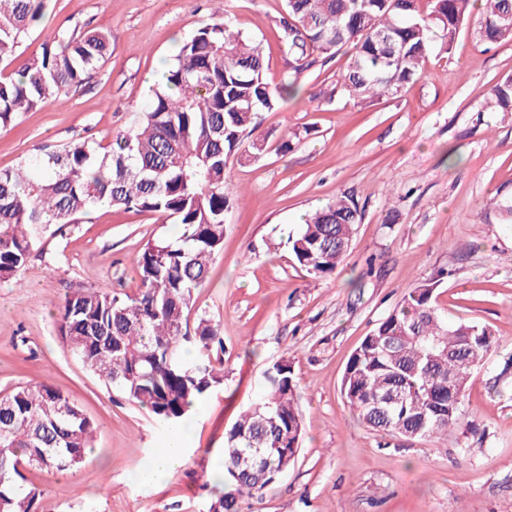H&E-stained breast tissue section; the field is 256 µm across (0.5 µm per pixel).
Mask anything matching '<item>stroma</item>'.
I'll use <instances>...</instances> for the list:
<instances>
[{"label":"stroma","instance_id":"obj_1","mask_svg":"<svg viewBox=\"0 0 512 512\" xmlns=\"http://www.w3.org/2000/svg\"><path fill=\"white\" fill-rule=\"evenodd\" d=\"M285 15V0H51L9 54L11 70L89 27L111 31L112 54L86 86L0 131V169L44 145L126 133L180 42L220 19L260 43L273 82L286 79ZM479 18L472 7L449 50L433 49L421 79L394 97L361 103L341 90L351 48L317 55L299 78L301 98L263 113L250 133L267 153L229 160L226 181L242 199L226 214L223 251L194 308L219 326L224 385L194 411L188 461L169 481L135 478L169 427L105 387L63 342L56 314L69 291L136 294V257L176 226L102 207L48 232L20 275L0 281V391L48 383L96 425L84 463L28 472L44 492L41 512H208L224 432L284 358L299 385L301 448L242 512H512V393L488 384L512 353V223L502 213L512 204V112L490 106L493 86L512 77V41L479 42ZM342 194L362 212L351 247L333 274H308L288 239ZM430 282L443 317L490 326L497 346L470 380L452 434L406 441L361 423L341 379L363 337Z\"/></svg>","mask_w":512,"mask_h":512}]
</instances>
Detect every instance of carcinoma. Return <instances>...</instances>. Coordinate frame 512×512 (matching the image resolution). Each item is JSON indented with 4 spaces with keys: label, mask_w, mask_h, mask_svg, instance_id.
Returning <instances> with one entry per match:
<instances>
[{
    "label": "carcinoma",
    "mask_w": 512,
    "mask_h": 512,
    "mask_svg": "<svg viewBox=\"0 0 512 512\" xmlns=\"http://www.w3.org/2000/svg\"><path fill=\"white\" fill-rule=\"evenodd\" d=\"M48 0H0V130L61 92L87 83L110 54L111 32L63 33L18 74L4 73L7 52L46 13ZM286 0L280 38L294 76L271 83L258 44L219 20L179 45L148 106L128 133L107 145L77 139L38 150L0 169V280L15 278L52 226L78 224L100 206L154 213L180 235L146 242L136 261L141 288L121 295L78 289L59 306V333L105 385L182 428L193 404L224 386L211 357L223 347L218 326L188 317L215 257L223 251L224 215L232 193L225 170L261 114L299 94L298 75L314 52L352 44L342 87L363 102L401 93L420 76L441 39L446 50L465 21L470 0ZM481 42L512 40V0H485L476 30ZM512 112V79L491 91ZM361 221L341 196L289 238L308 273L333 272ZM435 288L421 285L371 330L349 357L341 394L366 426L405 438H446L458 426L467 385L496 337L487 325L450 321ZM512 354L493 387L509 389ZM94 423L59 390L26 384L0 393V512H39L42 490L25 470H66L88 455ZM304 433L297 384L285 359L264 373L262 398L224 433L223 490L209 512H239L241 500L274 483L298 457Z\"/></svg>",
    "instance_id": "cac0c4a2"
}]
</instances>
